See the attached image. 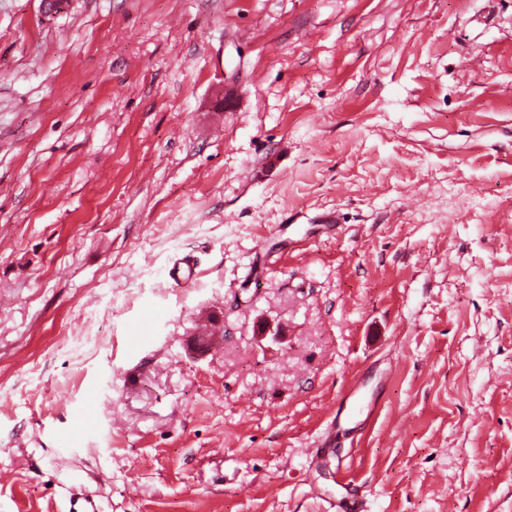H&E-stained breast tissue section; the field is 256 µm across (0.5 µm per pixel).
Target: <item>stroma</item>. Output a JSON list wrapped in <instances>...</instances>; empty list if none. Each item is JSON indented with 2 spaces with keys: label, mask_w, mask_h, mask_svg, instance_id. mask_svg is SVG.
I'll use <instances>...</instances> for the list:
<instances>
[{
  "label": "stroma",
  "mask_w": 512,
  "mask_h": 512,
  "mask_svg": "<svg viewBox=\"0 0 512 512\" xmlns=\"http://www.w3.org/2000/svg\"><path fill=\"white\" fill-rule=\"evenodd\" d=\"M356 380L366 512H512V0H0V512H326ZM342 414L336 412L330 417L323 433L316 442L315 448H306V457L312 467H318L336 457V429L340 427Z\"/></svg>",
  "instance_id": "35a3bbf8"
}]
</instances>
